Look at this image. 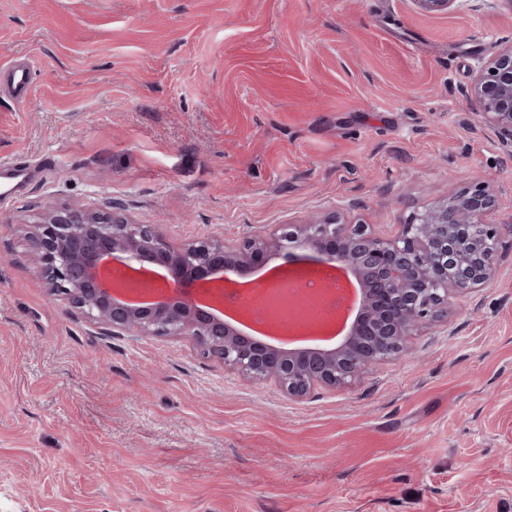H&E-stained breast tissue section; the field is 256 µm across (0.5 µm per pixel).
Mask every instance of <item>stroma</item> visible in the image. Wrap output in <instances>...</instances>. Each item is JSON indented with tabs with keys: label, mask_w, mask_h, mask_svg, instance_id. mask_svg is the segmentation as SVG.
Listing matches in <instances>:
<instances>
[{
	"label": "stroma",
	"mask_w": 512,
	"mask_h": 512,
	"mask_svg": "<svg viewBox=\"0 0 512 512\" xmlns=\"http://www.w3.org/2000/svg\"><path fill=\"white\" fill-rule=\"evenodd\" d=\"M512 0H0V512H512V234L410 355L288 397L170 336L101 335L27 259L41 205L167 240L340 211L395 232L512 152L464 91Z\"/></svg>",
	"instance_id": "35a3bbf8"
}]
</instances>
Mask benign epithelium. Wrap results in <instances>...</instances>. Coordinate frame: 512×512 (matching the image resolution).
Here are the masks:
<instances>
[{"mask_svg":"<svg viewBox=\"0 0 512 512\" xmlns=\"http://www.w3.org/2000/svg\"><path fill=\"white\" fill-rule=\"evenodd\" d=\"M425 12H447L457 0H413ZM465 97L512 151V45L480 68ZM496 198L483 186L462 189L411 213L389 237L339 213L286 225L272 234L220 237L174 246L158 224H137L116 211L46 204L21 225L31 261L52 294L106 334L187 336L202 353L248 382L271 380L290 397L336 389L407 353L408 340L447 312L450 294L491 282L499 226L486 221ZM328 258L352 275L361 303L330 349L286 351L245 336L190 298L132 303L112 294L104 273L114 261L131 270H165L168 281L216 299L229 274L245 275L288 245Z\"/></svg>","mask_w":512,"mask_h":512,"instance_id":"1","label":"benign epithelium"}]
</instances>
